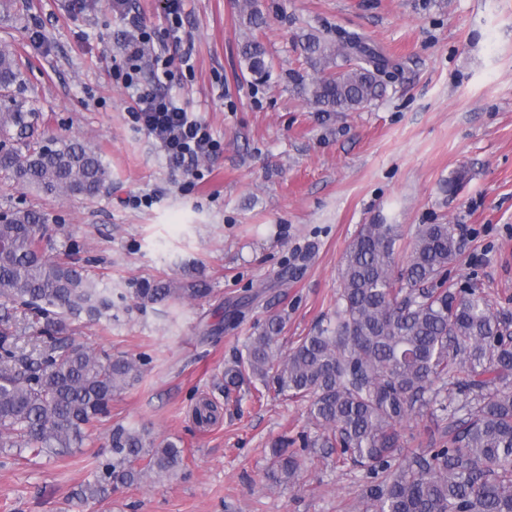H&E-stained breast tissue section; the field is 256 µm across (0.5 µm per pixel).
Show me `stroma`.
I'll return each mask as SVG.
<instances>
[{"instance_id": "stroma-1", "label": "stroma", "mask_w": 512, "mask_h": 512, "mask_svg": "<svg viewBox=\"0 0 512 512\" xmlns=\"http://www.w3.org/2000/svg\"><path fill=\"white\" fill-rule=\"evenodd\" d=\"M244 2L184 0L181 40L169 45L194 66L173 93L223 144L197 181L134 123L112 76L130 18L166 38L165 0H0V45L21 63L13 93L37 113L36 137L78 140L110 172L91 199L47 198L0 172V211L43 213L47 255L111 289L112 320L71 323L69 335L144 361L78 450L0 451V512H352L366 484L353 463L306 456L286 490L264 478L274 439L314 433L305 402L216 384L269 317L285 319L287 347L333 313L360 225H400L401 253L418 225H453L449 287L477 284L512 326V0H253L267 18L256 33L275 73L266 83L239 55ZM311 29L360 34L404 69L360 111H317L288 79L315 74L299 43ZM143 195L149 204L126 205ZM144 280H197L203 292L143 307L133 290ZM203 399L218 408L204 427L194 418ZM119 425L180 442L183 471L78 502L73 490Z\"/></svg>"}]
</instances>
